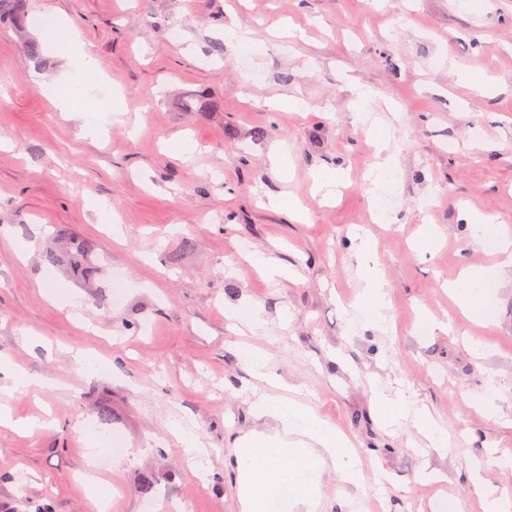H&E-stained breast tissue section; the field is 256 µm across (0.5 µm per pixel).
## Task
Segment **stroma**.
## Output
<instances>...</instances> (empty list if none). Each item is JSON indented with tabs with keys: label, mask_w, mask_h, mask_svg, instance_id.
Returning <instances> with one entry per match:
<instances>
[{
	"label": "stroma",
	"mask_w": 512,
	"mask_h": 512,
	"mask_svg": "<svg viewBox=\"0 0 512 512\" xmlns=\"http://www.w3.org/2000/svg\"><path fill=\"white\" fill-rule=\"evenodd\" d=\"M51 14L131 103L127 123L86 137L43 94L71 69L27 50ZM228 23L259 50L225 41ZM470 66L494 78L491 90L471 89ZM275 96L311 110L270 111ZM380 137L397 159L394 224L375 223L364 179ZM183 138L187 157L172 149ZM0 139V385L16 367L43 381L14 412L54 419L39 433L0 427V512H240L236 450L275 427L252 407L261 388L313 409L356 450L361 484L329 466L316 512H440L444 499L480 512L485 484L512 497V470L495 464L512 454V275L490 324L448 291L462 265L497 261L470 241L465 210L512 226V0H19L0 16ZM279 146L284 171L271 161ZM323 167L346 176L329 204L311 190ZM270 196L299 199L306 217L268 207ZM89 198L106 203L121 238ZM356 231L374 240L389 286L386 332L352 323ZM430 232L439 243L421 253ZM82 242L94 248L90 283L48 259ZM260 257L288 279H267ZM256 306L266 332L224 318ZM425 316L438 328L423 332ZM245 346L267 356L271 385L250 375ZM378 389L427 410L447 449L412 421L381 424ZM102 403L108 431L139 451L98 467L114 490L105 503L81 478L101 442L73 428ZM178 420L204 443V469L173 436ZM146 471L159 476L151 497L138 489Z\"/></svg>",
	"instance_id": "stroma-1"
}]
</instances>
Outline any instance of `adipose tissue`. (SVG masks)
I'll return each instance as SVG.
<instances>
[{"label": "adipose tissue", "mask_w": 512, "mask_h": 512, "mask_svg": "<svg viewBox=\"0 0 512 512\" xmlns=\"http://www.w3.org/2000/svg\"><path fill=\"white\" fill-rule=\"evenodd\" d=\"M41 39L50 49L68 47L79 73L65 89L48 83L43 93L71 115L83 118L93 112H106L113 122H122L130 106L121 92L111 88L99 94L92 92L88 80L102 77L103 70L99 59L83 50L77 31L57 18L42 29ZM467 227L475 243L492 249L501 260L489 268L462 267L451 288L470 314L488 320L493 316L491 291L500 287L512 269V229L478 211L469 212ZM354 248L364 281L357 321L379 329L387 321L388 284L374 260V243L362 238ZM253 406L257 414L274 419L279 428L272 435L246 437L238 450L242 512H266L270 507L275 512H293L294 508L315 504L322 496L321 474L329 460L340 466L347 481H359L357 456L347 437L334 425L282 396L260 394Z\"/></svg>", "instance_id": "obj_1"}]
</instances>
